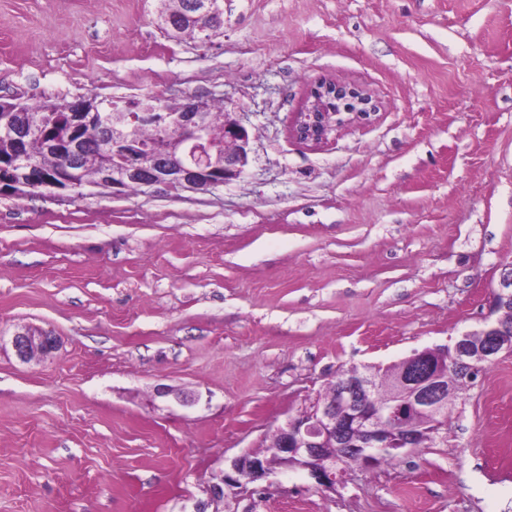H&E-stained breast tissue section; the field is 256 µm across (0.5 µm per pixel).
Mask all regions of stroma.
I'll return each mask as SVG.
<instances>
[{
    "mask_svg": "<svg viewBox=\"0 0 512 512\" xmlns=\"http://www.w3.org/2000/svg\"><path fill=\"white\" fill-rule=\"evenodd\" d=\"M162 7L0 0V100L198 96L251 137L207 193L0 195V512H512V356L430 447L210 499L339 368L482 326L512 261V0H223L205 44ZM322 79L377 110L303 144ZM28 328L58 349L21 362Z\"/></svg>",
    "mask_w": 512,
    "mask_h": 512,
    "instance_id": "35a3bbf8",
    "label": "stroma"
}]
</instances>
